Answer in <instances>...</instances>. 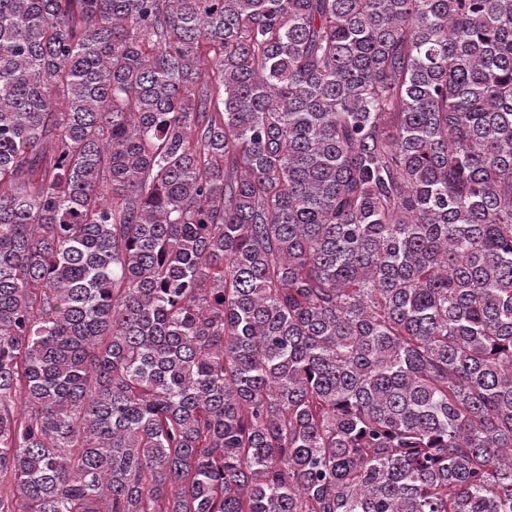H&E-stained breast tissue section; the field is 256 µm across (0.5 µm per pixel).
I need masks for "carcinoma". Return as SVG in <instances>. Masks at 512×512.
Listing matches in <instances>:
<instances>
[{
	"label": "carcinoma",
	"mask_w": 512,
	"mask_h": 512,
	"mask_svg": "<svg viewBox=\"0 0 512 512\" xmlns=\"http://www.w3.org/2000/svg\"><path fill=\"white\" fill-rule=\"evenodd\" d=\"M0 512H512V0H0Z\"/></svg>",
	"instance_id": "cac0c4a2"
}]
</instances>
